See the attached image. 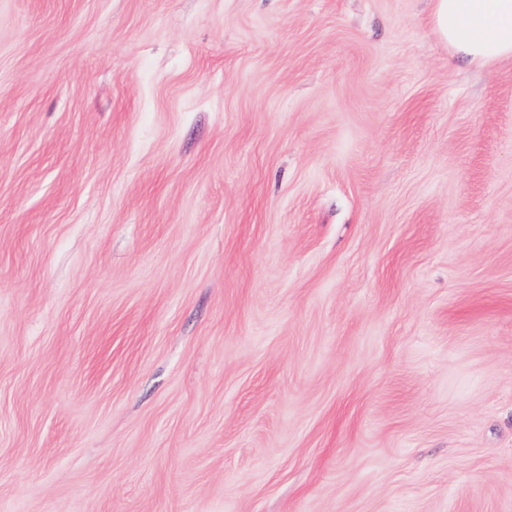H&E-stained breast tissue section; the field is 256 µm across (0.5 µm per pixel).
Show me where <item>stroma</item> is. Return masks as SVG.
I'll use <instances>...</instances> for the list:
<instances>
[{
	"label": "stroma",
	"mask_w": 512,
	"mask_h": 512,
	"mask_svg": "<svg viewBox=\"0 0 512 512\" xmlns=\"http://www.w3.org/2000/svg\"><path fill=\"white\" fill-rule=\"evenodd\" d=\"M0 512H512V59L0 0Z\"/></svg>",
	"instance_id": "obj_1"
}]
</instances>
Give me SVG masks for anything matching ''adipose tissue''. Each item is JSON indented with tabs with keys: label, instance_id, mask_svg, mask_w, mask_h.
Segmentation results:
<instances>
[{
	"label": "adipose tissue",
	"instance_id": "obj_1",
	"mask_svg": "<svg viewBox=\"0 0 512 512\" xmlns=\"http://www.w3.org/2000/svg\"><path fill=\"white\" fill-rule=\"evenodd\" d=\"M435 33L478 66L512 59V0H430Z\"/></svg>",
	"mask_w": 512,
	"mask_h": 512
}]
</instances>
